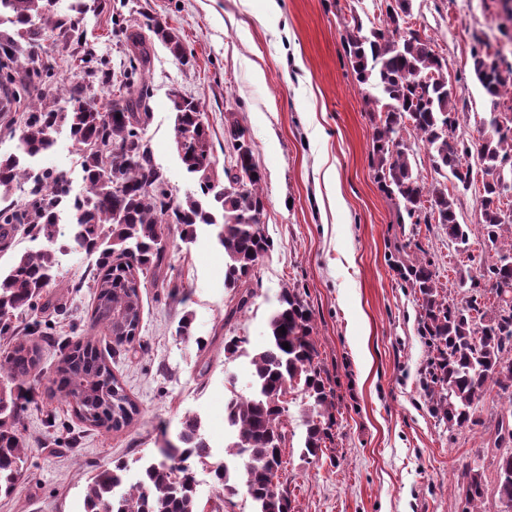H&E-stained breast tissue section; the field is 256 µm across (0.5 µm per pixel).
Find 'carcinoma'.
Returning <instances> with one entry per match:
<instances>
[{
	"label": "carcinoma",
	"instance_id": "1",
	"mask_svg": "<svg viewBox=\"0 0 512 512\" xmlns=\"http://www.w3.org/2000/svg\"><path fill=\"white\" fill-rule=\"evenodd\" d=\"M386 25L364 31L352 18L344 44L357 80L378 91L366 100L377 114L371 165L377 183L397 201L400 219L411 224L441 225L457 249H469V225L460 222L457 200L446 178L478 191V224L484 230L488 257L462 282L461 299L438 285L434 262L407 258L398 273L419 294L420 331L433 353L425 391L434 416L448 430L483 424L475 405L490 389L512 399V218L504 210L503 185L512 184V128H498L499 113L488 112L477 125L478 136L458 131L456 92L448 81V61L435 52L425 31L413 28V0H382ZM45 0H0V19L12 24L14 36L0 38V112H21L16 152L0 154V192L22 193L21 211L0 209V251L12 246L17 225L49 246L28 249L0 270V338L12 341L0 351V495L12 494L25 467L23 414L33 400L31 380L37 376L39 342L56 344L60 357L50 379L52 394L72 406L91 427L119 430L132 424L139 409L112 371L115 351L140 341V296L134 274L160 277L169 266L167 249L157 242L159 226L176 224L183 237L198 224L221 226L224 284L240 290L236 307L225 321L248 309L255 296L250 287L258 261L270 251L265 231L263 174L255 163L246 130L225 117L234 161L219 178L212 161L209 127L197 101L171 92L174 143L180 162L194 175L199 196L177 202L167 179L141 136L148 119V89L139 82L158 41L182 63L193 59L169 25L147 16L134 30L119 28L128 54L114 70L83 37V10L56 14ZM57 31L83 55V81L61 90L68 107L58 106L53 88L57 71L50 61L31 65L42 41L43 26ZM473 75L491 107L512 96V65L500 68L488 54H472ZM67 128L77 149L85 193L71 196L67 176L38 170L33 162ZM426 150L434 172L427 182L411 157ZM96 256L94 307L89 332L74 341H59L38 321L19 327L22 315L52 305L45 288L58 277L56 252ZM312 311L300 294L282 290L268 322L263 347L251 357L252 391L232 394L224 419L233 429L226 456L214 459L202 422L184 418L177 443H166L161 458L140 466L128 481L130 466L118 462L86 480V512H202L196 471L208 469L223 492L232 494L243 480L255 512H292L288 490L280 482L288 430L283 417L288 392L302 390L311 401L306 419V454L316 457L332 440L336 424L333 389L318 364ZM102 328L113 347L103 352L91 331ZM286 333H280V330ZM289 349L282 347L283 343ZM496 493L512 506V412L494 421ZM484 472L468 467L460 490L469 506L483 499Z\"/></svg>",
	"mask_w": 512,
	"mask_h": 512
}]
</instances>
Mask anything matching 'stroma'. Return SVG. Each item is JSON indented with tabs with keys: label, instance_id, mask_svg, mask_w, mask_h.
Here are the masks:
<instances>
[{
	"label": "stroma",
	"instance_id": "35a3bbf8",
	"mask_svg": "<svg viewBox=\"0 0 512 512\" xmlns=\"http://www.w3.org/2000/svg\"><path fill=\"white\" fill-rule=\"evenodd\" d=\"M166 20L195 53L185 66L154 43L144 73L149 118L144 126L155 162L174 199L197 188L174 150L170 93L199 101L209 125L216 168L230 165L231 138L224 117L234 113L246 129L264 174L263 221L273 246L255 269L257 295L232 323L224 314L238 295L224 285V252L216 229L198 227L182 239L166 230L170 267L166 282L141 280V344L123 348L116 376L137 403L131 426L105 431L82 424L50 391L47 372L59 352L43 346L44 376L32 384L35 402L24 415L27 463L17 491L0 497V512H84L88 472L112 462L156 456L175 440L184 416L199 417L215 458L230 439L224 404L248 393L249 352L260 348L282 289L293 288L314 315L313 336L327 371L337 410L334 441L321 457L303 454L308 400L288 398V446L280 480L294 512H462L458 492L466 465L490 464L494 435L484 423L512 406L491 391L480 400V426L448 429L433 417L423 377L431 352L418 325V296L397 274L394 245L411 241L437 270L443 288L460 281L484 259L476 193L455 189L471 229L468 252L456 253L435 224H402L397 207L379 188L370 166L374 121L343 48L352 16L382 25L380 0H106L88 11L83 38L111 67L124 46L117 25L138 27L144 14ZM413 24L448 60V77L475 133L476 118L490 109L472 73L480 41L512 63V16L504 0H414ZM65 172L71 191L84 183L67 132L39 160ZM95 261L82 253L59 258L48 291L69 316L53 309L32 317L52 326L57 338L86 330L93 297L69 294L68 285L91 279ZM190 319L191 336L176 333ZM243 343L224 350L231 337Z\"/></svg>",
	"mask_w": 512,
	"mask_h": 512
}]
</instances>
